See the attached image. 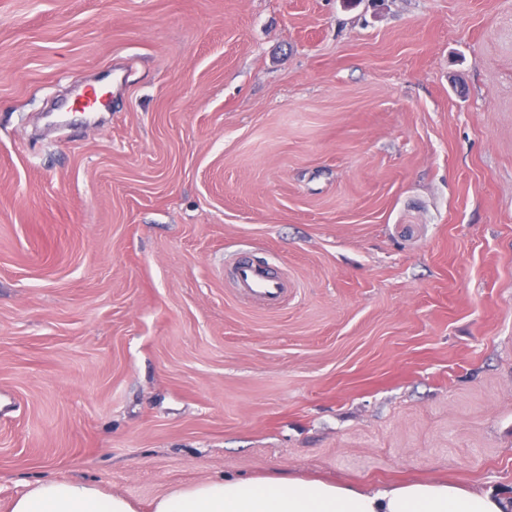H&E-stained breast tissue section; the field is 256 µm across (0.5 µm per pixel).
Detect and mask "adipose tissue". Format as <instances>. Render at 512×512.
Instances as JSON below:
<instances>
[{
    "mask_svg": "<svg viewBox=\"0 0 512 512\" xmlns=\"http://www.w3.org/2000/svg\"><path fill=\"white\" fill-rule=\"evenodd\" d=\"M10 512H136L90 483L48 478L15 498ZM153 512H512V494L473 492L445 481L359 488L321 479L219 478L178 488Z\"/></svg>",
    "mask_w": 512,
    "mask_h": 512,
    "instance_id": "obj_1",
    "label": "adipose tissue"
}]
</instances>
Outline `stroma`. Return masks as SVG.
<instances>
[{
  "instance_id": "stroma-1",
  "label": "stroma",
  "mask_w": 512,
  "mask_h": 512,
  "mask_svg": "<svg viewBox=\"0 0 512 512\" xmlns=\"http://www.w3.org/2000/svg\"><path fill=\"white\" fill-rule=\"evenodd\" d=\"M288 474L512 493V0H0V512ZM235 294L248 300H260L270 307H279L288 295V276L271 271V267L241 255L228 269ZM10 512H136L130 500L90 483L48 478L13 500Z\"/></svg>"
}]
</instances>
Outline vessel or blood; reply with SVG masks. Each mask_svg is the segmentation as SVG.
Returning a JSON list of instances; mask_svg holds the SVG:
<instances>
[{
    "label": "vessel or blood",
    "instance_id": "vessel-or-blood-1",
    "mask_svg": "<svg viewBox=\"0 0 512 512\" xmlns=\"http://www.w3.org/2000/svg\"><path fill=\"white\" fill-rule=\"evenodd\" d=\"M238 297L259 300L279 307L288 294V277L272 272L270 266L256 262L250 256H239L228 270Z\"/></svg>",
    "mask_w": 512,
    "mask_h": 512
}]
</instances>
